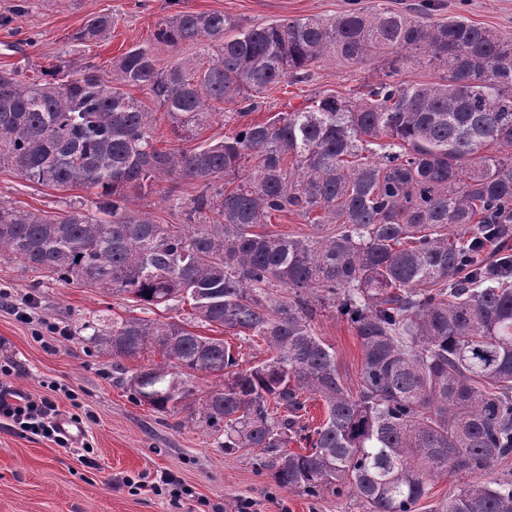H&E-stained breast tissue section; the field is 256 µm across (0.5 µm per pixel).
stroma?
Segmentation results:
<instances>
[{
	"mask_svg": "<svg viewBox=\"0 0 512 512\" xmlns=\"http://www.w3.org/2000/svg\"><path fill=\"white\" fill-rule=\"evenodd\" d=\"M437 19L461 15L506 34L512 33V0H434ZM354 0H0V70L33 75L62 59L72 69L93 64L111 75L114 61L127 49L151 45L152 33L176 10L221 11L248 26L306 16L332 18L353 8ZM107 14L111 30L91 46L72 36L87 17ZM381 69L356 67L326 59L306 80L282 82L268 92L255 112L267 120L303 100L336 93L348 96L365 83L379 80ZM187 198L192 185L157 179L149 195L129 194L126 207L159 224H181L184 216L170 208L169 191ZM0 201L54 215L76 206L96 210L94 191L32 185L16 172L0 169ZM11 288L16 300L29 302L32 323L18 321L8 305L0 306V382L33 396L52 395L62 414H70L68 391H76L89 418L84 426L98 469L84 467L78 454L40 437H20L0 425V512H177L168 496L144 491L130 494L126 477H152L168 471L192 495L217 505L220 512H239L240 501L252 502V512H363L349 497L324 494L311 499L295 490L275 486L269 471L258 466L256 451L234 453L219 448L214 436L191 422L188 410L161 413L133 400L127 387L141 367L162 364L146 351L115 360L96 350L83 325H104L130 317L185 318L188 308L147 310L121 294H108L74 282L61 284L46 274L0 258V285ZM54 324L58 333L37 335L36 326ZM317 336L333 347L337 368L350 389L361 373L360 342L337 310L319 309Z\"/></svg>",
	"mask_w": 512,
	"mask_h": 512,
	"instance_id": "1",
	"label": "stroma"
}]
</instances>
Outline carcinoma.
<instances>
[{"label":"carcinoma","instance_id":"carcinoma-1","mask_svg":"<svg viewBox=\"0 0 512 512\" xmlns=\"http://www.w3.org/2000/svg\"><path fill=\"white\" fill-rule=\"evenodd\" d=\"M429 7L412 16L370 0L333 19L251 26L182 10L153 37L199 47L191 62L164 67L139 46L111 78L62 59L32 78L0 72V167L100 199L97 216L0 202V253L148 309L189 305L187 321L84 329L117 359L162 355L129 382L157 411L186 406L198 376H218L193 416L224 450L259 449L279 488L416 512L430 478L464 473L438 512H512V478L495 473L512 457V36L435 20ZM111 28L112 16L95 15L72 40L89 46ZM327 57L387 71L348 97L310 99L187 150L156 147L154 112L128 91L148 95L174 138L190 140L221 105L244 118ZM406 67L438 77L401 81ZM162 175L194 185L188 199L167 196L185 224L123 204ZM281 213L314 233L266 229ZM328 305L361 345L355 394L314 330ZM198 324L261 341L269 357L244 368ZM313 395L326 410L315 427ZM294 441L303 451L288 450Z\"/></svg>","mask_w":512,"mask_h":512}]
</instances>
